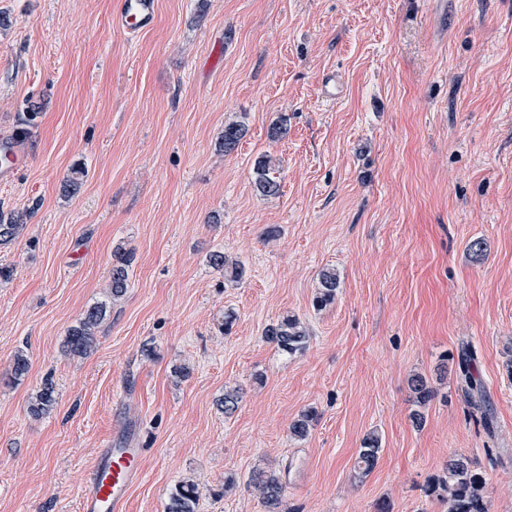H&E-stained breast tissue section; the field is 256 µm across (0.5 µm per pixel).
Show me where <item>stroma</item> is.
Segmentation results:
<instances>
[{"label": "stroma", "mask_w": 512, "mask_h": 512, "mask_svg": "<svg viewBox=\"0 0 512 512\" xmlns=\"http://www.w3.org/2000/svg\"><path fill=\"white\" fill-rule=\"evenodd\" d=\"M116 3L0 0V132L29 155L0 182V212L23 222L0 245V512H80L122 436L145 450L124 512H165L184 482L198 512H265L256 470L280 473L292 512H447L424 489L456 455L489 512H512V0H157L133 36ZM231 122L247 132L226 154ZM261 154L278 195L256 188ZM119 247L132 261L115 301ZM326 269L339 288L318 310ZM97 303L94 350L66 354ZM286 314L310 334L295 355L262 335ZM465 348L488 429L461 391ZM416 374L435 391L422 407ZM48 377L56 403L32 417ZM229 387L243 398L227 417ZM306 410L308 437L290 438ZM371 432L382 452L360 478ZM381 445V438L374 432L367 434L363 439L354 465L360 477H367L376 468L382 452Z\"/></svg>", "instance_id": "obj_1"}]
</instances>
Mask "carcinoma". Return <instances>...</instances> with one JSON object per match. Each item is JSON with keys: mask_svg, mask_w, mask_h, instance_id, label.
<instances>
[{"mask_svg": "<svg viewBox=\"0 0 512 512\" xmlns=\"http://www.w3.org/2000/svg\"><path fill=\"white\" fill-rule=\"evenodd\" d=\"M246 134V127L240 122L224 125L222 148L230 153L235 150ZM256 187L265 196H275L280 192V184L271 175L270 160L265 154L254 161ZM21 225L14 217H5L0 211V244H7L18 234ZM118 263L112 266L111 294L116 301L123 297L128 288V269L131 259L126 254L117 256ZM339 280L336 272L326 270L319 278L318 291L314 302L318 307L331 304L336 298ZM106 306L96 304L91 306L81 318L79 325L68 329L66 345L73 355H85L96 345L95 331L105 315ZM263 336L266 341L275 345L278 350L289 355L304 349L310 339L309 331L304 323L295 316H285L265 326ZM459 367L467 387L468 395L482 397V384L475 379L471 368V358L464 355L459 360ZM411 390L416 402L424 405L429 402L434 390L421 375H415L410 380ZM55 385L49 379L45 380L30 403V413L39 417L49 412L55 404ZM314 414L307 411L299 414L288 427L289 435L296 440H303L309 435ZM382 452L381 438L372 432L365 436L358 456L355 460V471L361 477L368 476L377 466ZM251 483L261 497L266 512H286L283 507L284 483L275 472L255 471L251 475ZM484 480L476 472L471 462L463 457L448 461L442 474L432 477L426 487V495L438 497L448 504V512H488L483 495ZM197 489L194 484L185 482L179 485L171 494L166 506V512H195Z\"/></svg>", "mask_w": 512, "mask_h": 512, "instance_id": "1", "label": "carcinoma"}]
</instances>
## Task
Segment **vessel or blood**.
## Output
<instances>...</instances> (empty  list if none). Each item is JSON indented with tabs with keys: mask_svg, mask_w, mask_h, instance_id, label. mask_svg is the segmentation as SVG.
<instances>
[{
	"mask_svg": "<svg viewBox=\"0 0 512 512\" xmlns=\"http://www.w3.org/2000/svg\"><path fill=\"white\" fill-rule=\"evenodd\" d=\"M155 0H118L116 23L127 32L149 29L155 21ZM22 144L9 132L0 134V181H12L25 167ZM142 451L130 441L100 449L81 499L82 512H122L131 489L141 478Z\"/></svg>",
	"mask_w": 512,
	"mask_h": 512,
	"instance_id": "1",
	"label": "vessel or blood"
}]
</instances>
